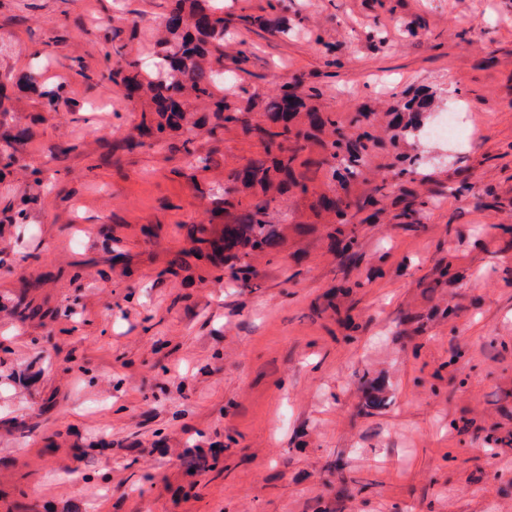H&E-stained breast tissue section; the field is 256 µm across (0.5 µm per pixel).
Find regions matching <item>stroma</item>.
I'll return each mask as SVG.
<instances>
[{
    "mask_svg": "<svg viewBox=\"0 0 512 512\" xmlns=\"http://www.w3.org/2000/svg\"><path fill=\"white\" fill-rule=\"evenodd\" d=\"M167 4L0 0V77L36 67L65 97L20 105L22 167L0 181V512H512V0H279L277 35L240 21L267 0H224L225 74L264 100L300 79L381 137L356 259L309 238L252 289L165 268L209 221L198 189L260 143L190 128L216 161L186 177L178 149H117L140 108L96 81L112 47L151 61ZM420 88L424 121L454 113L473 137L388 128ZM406 188L430 199L414 224ZM23 292L48 317L19 321ZM188 449L218 462L187 471Z\"/></svg>",
    "mask_w": 512,
    "mask_h": 512,
    "instance_id": "1",
    "label": "stroma"
}]
</instances>
